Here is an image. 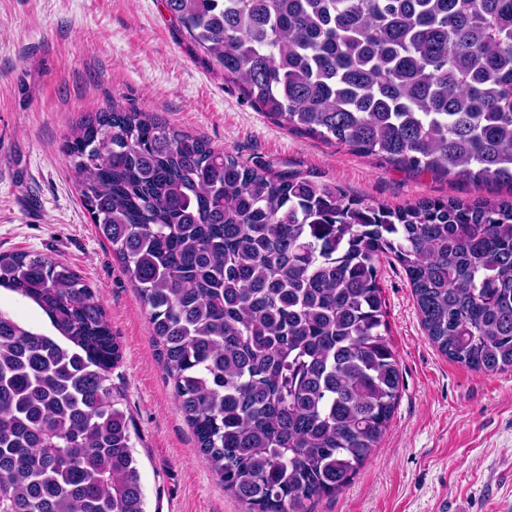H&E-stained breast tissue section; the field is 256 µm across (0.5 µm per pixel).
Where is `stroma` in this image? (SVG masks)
<instances>
[{
	"instance_id": "1",
	"label": "stroma",
	"mask_w": 512,
	"mask_h": 512,
	"mask_svg": "<svg viewBox=\"0 0 512 512\" xmlns=\"http://www.w3.org/2000/svg\"><path fill=\"white\" fill-rule=\"evenodd\" d=\"M114 107L150 113L247 165L375 203L462 189L287 130L206 68L164 0H0V252L68 265L104 305L122 348L112 382L132 419L148 512H246L199 454L148 310L67 166L74 128ZM381 288L400 397L370 459L312 512H512V370L477 373L442 355L397 262L383 264Z\"/></svg>"
}]
</instances>
